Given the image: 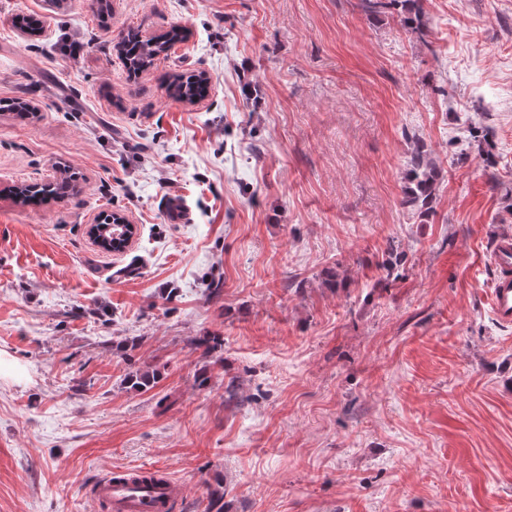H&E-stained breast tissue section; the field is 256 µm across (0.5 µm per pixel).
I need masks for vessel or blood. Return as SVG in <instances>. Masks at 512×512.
<instances>
[{
  "label": "vessel or blood",
  "mask_w": 512,
  "mask_h": 512,
  "mask_svg": "<svg viewBox=\"0 0 512 512\" xmlns=\"http://www.w3.org/2000/svg\"><path fill=\"white\" fill-rule=\"evenodd\" d=\"M490 261L498 276L491 289L490 308L494 320L503 327L512 326V234L496 240ZM96 493L108 502L112 512H158L161 503L171 501L175 486L171 481L134 482L112 477L101 479Z\"/></svg>",
  "instance_id": "b4317fda"
}]
</instances>
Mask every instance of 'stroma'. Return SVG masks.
Segmentation results:
<instances>
[{
  "instance_id": "1",
  "label": "stroma",
  "mask_w": 512,
  "mask_h": 512,
  "mask_svg": "<svg viewBox=\"0 0 512 512\" xmlns=\"http://www.w3.org/2000/svg\"><path fill=\"white\" fill-rule=\"evenodd\" d=\"M423 8L422 38L360 0H0V99L31 107L0 112V512H108L94 483L141 469L172 512L214 483L223 512H512V0ZM174 26L129 74L120 37ZM189 72L207 97L171 98ZM104 212L125 251L91 243ZM210 85L204 73H181L171 76L168 83L169 96L175 99L195 101L206 97ZM440 170L429 155L416 149L411 156L409 169L406 174L407 201L419 215L428 213L436 196ZM490 261L498 270L491 289L490 308L494 320L503 327L512 326V234L498 237Z\"/></svg>"
}]
</instances>
